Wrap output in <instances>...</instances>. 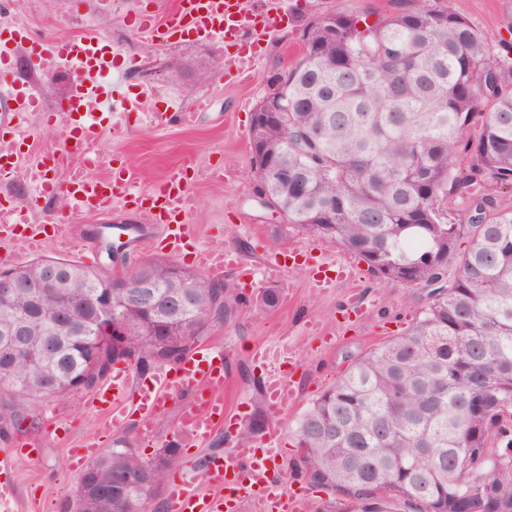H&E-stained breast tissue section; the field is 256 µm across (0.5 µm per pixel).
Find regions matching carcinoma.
Returning a JSON list of instances; mask_svg holds the SVG:
<instances>
[{
	"label": "carcinoma",
	"mask_w": 512,
	"mask_h": 512,
	"mask_svg": "<svg viewBox=\"0 0 512 512\" xmlns=\"http://www.w3.org/2000/svg\"><path fill=\"white\" fill-rule=\"evenodd\" d=\"M512 39L491 37L452 0L374 22L336 15V37L307 43L277 94L288 111L255 133L258 178L288 223L314 240L358 256L380 281L423 289L442 282L410 332L357 358L297 420L301 464L316 484L337 490L361 512H499L512 506V208L492 181L512 188ZM480 120L478 138L469 129ZM469 156L464 169L454 159ZM463 201L448 221L445 199ZM468 248L458 250L462 239ZM157 312L115 305L134 335L100 353L65 336L51 356L5 354L26 305H0V390L15 403L69 394V376L100 358L142 371L175 367L207 328L246 300L172 259L147 261ZM92 271L71 263L70 294L88 292ZM189 289L177 314L172 297ZM280 291L252 300L268 310ZM55 338L42 318L27 325L34 350ZM180 449L145 459L129 445L90 464L92 512H142L167 483Z\"/></svg>",
	"instance_id": "carcinoma-1"
}]
</instances>
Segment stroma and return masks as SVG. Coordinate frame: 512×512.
I'll return each mask as SVG.
<instances>
[{
  "instance_id": "35a3bbf8",
  "label": "stroma",
  "mask_w": 512,
  "mask_h": 512,
  "mask_svg": "<svg viewBox=\"0 0 512 512\" xmlns=\"http://www.w3.org/2000/svg\"><path fill=\"white\" fill-rule=\"evenodd\" d=\"M171 0H14L0 24L19 23L40 40L68 39L87 34L101 37L112 49L134 59V67L112 84L115 104L136 103L141 111H165L171 99L192 112V124L162 127L130 125L114 134L104 123L93 153L99 159L90 175L106 172L109 163L124 167L136 182L146 186L186 163L213 169L212 177L196 181L197 205L190 217L197 244L238 254L254 269L251 277L229 269L224 280L253 297L266 284L256 271L271 254L288 256V268L277 284V307L260 312L251 306L233 317L212 324L204 342L224 352L230 378L225 396L229 404L251 403L259 386V372L250 362L252 349L280 337H288L298 354L296 397L278 419L285 445V481H301L307 491L310 512L332 499L325 490L301 477L294 424L309 404L348 369L354 359L382 342L407 332L426 304L420 290L369 276L367 266L354 254L333 243L312 241L300 229L287 226L272 210L254 199L256 179L249 144L252 113L268 91L274 73L295 65L303 54L300 41L306 23L326 9L345 14L388 16L413 6L414 0H282L276 25L267 28L255 48L250 67L231 73L235 48L224 42L193 36L153 44L139 37L130 19L141 10L167 17ZM456 10L476 28L495 36L512 33V0H454ZM15 80L34 81L46 106L68 97L73 84L60 67L33 75L26 60H19ZM64 206L52 201L36 216L49 231L41 253L75 261L91 269L107 263L103 240L116 236L117 226H145L146 213L131 203L114 202L110 211L64 218ZM67 223L66 233L54 230ZM329 264L332 288L312 287L311 265ZM89 390L79 389L65 398H42L30 407L21 428L0 437V483L15 486L13 512H67L79 473L74 456L82 444L98 439L101 448L118 441L132 444L148 457L166 440L175 438L181 400L169 402L151 435H143L138 419L109 430L104 414L88 406ZM237 430L215 432L208 445L182 449L180 470L201 474L211 453L237 445ZM35 441L36 459L16 454L17 444Z\"/></svg>"
}]
</instances>
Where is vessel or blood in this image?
Masks as SVG:
<instances>
[{
	"label": "vessel or blood",
	"mask_w": 512,
	"mask_h": 512,
	"mask_svg": "<svg viewBox=\"0 0 512 512\" xmlns=\"http://www.w3.org/2000/svg\"><path fill=\"white\" fill-rule=\"evenodd\" d=\"M134 28L144 39L164 42L185 34L209 40L256 36L258 30L247 0H172L170 21L161 24L150 12L138 14ZM24 52L32 71H44L49 65L65 68L75 85L74 92L56 107H46L35 86L30 83H7L0 88L1 119L10 122L23 113L34 112L44 122L62 120L70 132V144L63 149L23 154L30 138L27 130H14L12 137L0 138V179L14 176L15 157L26 155L25 179L31 192L28 197L0 207V241H7L14 253L40 250L45 227L35 223L34 212L41 202L64 198L71 214L98 212L115 200L149 202L150 223L164 227L160 246L168 253L180 254L194 237L189 217L195 209L193 180L200 177V167L175 168L160 182L140 188L125 172H112L102 178L91 177L90 149L99 139L102 122L111 117V82L123 77L129 61H117L103 39L92 35L74 39L41 41L30 39L24 27L0 28V79L5 80L15 67L17 52ZM124 118L141 124L160 125L172 120L190 122L188 112H141L126 107ZM74 157L65 179L55 171L65 154ZM193 262L210 277L220 278L225 268L238 265L235 253L199 247ZM262 373V389L271 419H278L288 408L295 392L291 368L296 359L287 339L260 345L252 353ZM228 373L224 353L207 344L200 345L177 369H156L149 383L135 386L128 366L114 368L111 383L94 396L105 405L107 424L124 425L132 414H139L143 431H152L159 414L169 401L192 393L179 413V446L205 445L220 428L239 425L243 411L227 408L224 387ZM284 469L281 434L269 427L255 447L242 448L223 455H212L207 463L206 480L197 483L193 475L179 473L168 485L171 512H241L247 501L260 504L263 512H302L304 504L297 495L283 487Z\"/></svg>",
	"instance_id": "1"
}]
</instances>
